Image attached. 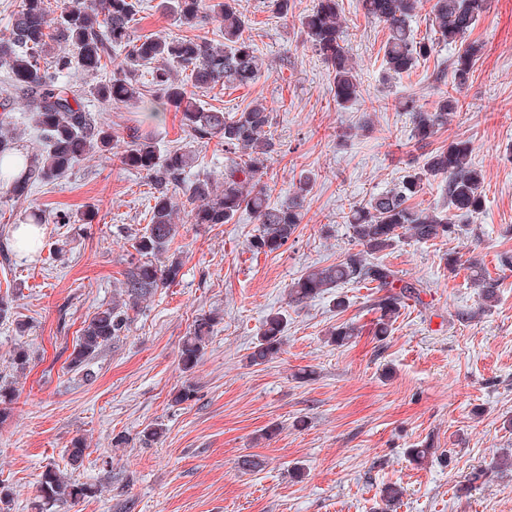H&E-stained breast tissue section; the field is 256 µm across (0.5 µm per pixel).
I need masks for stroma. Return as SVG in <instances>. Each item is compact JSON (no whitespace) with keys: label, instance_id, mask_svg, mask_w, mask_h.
Returning <instances> with one entry per match:
<instances>
[{"label":"stroma","instance_id":"35a3bbf8","mask_svg":"<svg viewBox=\"0 0 512 512\" xmlns=\"http://www.w3.org/2000/svg\"><path fill=\"white\" fill-rule=\"evenodd\" d=\"M143 0L133 38H178L186 30ZM315 0H295L288 15L265 0H238L257 48L254 84L195 90L204 107L237 112L261 100L272 113L274 151L262 181L281 202L300 175L312 179L302 220L288 243L254 254L248 242L258 224L240 212L229 224H194L178 212L169 250L182 262L178 280L144 303L128 331L89 362L69 367L85 320L111 307L135 236L149 221L150 187L121 160L120 148L79 160L61 179L38 183L26 200L0 199V242L30 212L45 218L31 256L10 250L0 258V296L12 298L0 320V382L17 391L0 420V481L12 487V512H32L36 485L48 467L67 463L73 440L86 448L73 478L96 484L100 495L62 512H512V468L473 484L472 471L512 454V0H488L471 37L483 55L461 91L462 106L432 138V147L471 140L484 176L485 209L467 217L471 234L451 240L401 239L375 261L421 284L419 302L399 312L389 336L371 333L379 292L344 285L336 311L326 294L294 307L289 287L310 267L336 263L355 251L346 214L376 192L394 187L423 150L411 138L399 99L432 106L446 81L452 48L442 44L412 77L384 76L385 23L367 17L358 0H343L345 42L362 96L339 107L334 75L305 43L301 17ZM114 50L99 76L124 68ZM96 76V77H99ZM96 77L73 73L67 85L112 130H155L161 151L191 150L187 178L221 180L226 162L216 143L190 142L181 115L102 102ZM62 214L92 215L89 225L61 224ZM473 257L499 282L498 299L483 309L465 269L450 270L448 255ZM287 325L272 362L247 356L267 314ZM215 316L205 354L191 372L179 348L195 319ZM354 324L343 346L329 332ZM24 331H17V324ZM31 354L26 370L13 351ZM194 384L193 400L173 393ZM162 425L160 440L143 446L147 427ZM125 437L116 445V437ZM434 448L425 462L409 449ZM246 459L259 460L243 469ZM401 488L384 509L385 486Z\"/></svg>","mask_w":512,"mask_h":512}]
</instances>
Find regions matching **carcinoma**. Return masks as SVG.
<instances>
[{
	"label": "carcinoma",
	"mask_w": 512,
	"mask_h": 512,
	"mask_svg": "<svg viewBox=\"0 0 512 512\" xmlns=\"http://www.w3.org/2000/svg\"><path fill=\"white\" fill-rule=\"evenodd\" d=\"M48 0H21L14 12L9 34L0 37V67L6 68L2 107L17 98L23 101L31 120L44 138L43 151L25 156L20 173L4 176L0 190L11 200L28 196L39 182L63 177L74 164L90 153L110 152L121 137L101 123L86 108L80 94L59 84L58 76L84 72L96 74L105 68L112 50L128 49V65L112 72V77L94 87L105 102L133 106L150 103L151 115L168 109L182 114V124L195 142L217 141L224 146V182L217 185L209 177L188 180L186 168L193 157L178 150L160 153L152 131H134L122 153V162L146 175L151 187L150 218L144 233L135 238L134 253L126 261L118 299L112 307L97 312L84 322L71 354L70 369L86 366L98 351L128 330L130 312H138L160 288H167L180 275L182 264L167 256L177 234L174 215L180 207H190L194 224H228L241 210L250 211L259 224L250 250L274 252L287 244L301 223L307 196L312 189L309 176L299 179L291 196L274 204L261 175L274 151L269 137L271 112L261 101L243 110L225 114L196 102L189 89L248 86L259 76L256 48L244 37L248 20L237 0H159V8L190 29L218 18L224 25V42L216 44L199 35L177 39L146 37L131 40L139 0H67L60 15L49 19ZM364 13L388 24L389 36L383 47L385 70L389 76H409L428 60L439 44L455 48L449 64L451 89L443 93L432 109L413 98L400 102L411 115L416 143L429 142L438 129L448 125L459 109L457 94L469 80L483 45L469 36L486 8V0H433L431 24L434 38H417L412 21L422 0H360ZM340 0H317L301 18V32L311 48L332 68L337 105L344 107L359 96L354 67L339 24ZM62 47L54 56V70L41 67L52 44ZM155 64L151 71L150 98H145L135 73L139 65ZM470 140L454 139L424 157L393 188L372 195L365 204L351 208L347 221L357 252L342 260L303 274L288 289V304L299 306L319 295L349 283H374L383 291L377 298L379 317L374 335H389L393 322L408 300H419L416 284L398 278L381 263L367 256L383 252L403 238L430 241L449 238L458 231L453 217L479 214L485 206L481 170L471 162ZM443 178L448 190V213L442 214L410 204L432 178ZM471 283L479 288L485 307L494 306L498 281L475 261L468 266ZM216 318H197L180 348L179 362L185 372L201 360L206 343L214 332ZM286 322L280 313L267 316L261 335L248 354L251 366L271 362L280 352ZM331 342L345 345L357 335L351 323H342L330 332ZM17 399L16 390L0 385V419ZM93 484L80 483L62 470L49 467L37 482L33 501L35 512H54L97 495Z\"/></svg>",
	"instance_id": "cac0c4a2"
}]
</instances>
